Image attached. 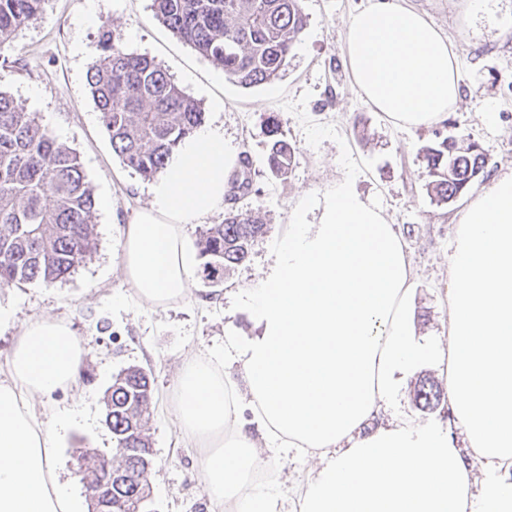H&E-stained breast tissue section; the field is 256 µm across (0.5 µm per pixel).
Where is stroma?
I'll use <instances>...</instances> for the list:
<instances>
[{
    "label": "stroma",
    "mask_w": 512,
    "mask_h": 512,
    "mask_svg": "<svg viewBox=\"0 0 512 512\" xmlns=\"http://www.w3.org/2000/svg\"><path fill=\"white\" fill-rule=\"evenodd\" d=\"M371 2L303 0L307 25L287 70L271 84L252 88L223 78L219 67L157 21L153 0H45L38 16L18 29L11 48L0 52V90L75 149L97 199L96 247L71 276L51 286L0 287V304L12 311L10 324L0 327V369L21 326L40 318L68 322L88 351L77 390L32 402L41 418L70 421L55 437L56 474L79 501L87 499L79 475L82 451L114 453L104 424V392L121 370L140 366L150 371L155 396L148 424L150 512H216L197 478V452L184 444L173 422L175 377L186 355L220 357L225 336L254 335L240 289L262 277L276 238L301 204L335 184L351 181L363 199L389 214L416 275L417 336L446 341L451 242L466 199L444 203L429 195L424 150L445 136L478 143L489 163L471 185L473 195L512 167V0H483L478 9L470 0H401L448 36L460 60L459 102L446 121L419 129L395 127L376 112L355 92L343 65L348 19ZM106 21L121 30L127 51L153 58L200 103L205 123L223 124L225 140L250 156L249 190L237 205L259 211L268 232L245 263L225 273L214 303L199 301L206 287L198 270L192 275L196 301L167 309L140 302L121 274L125 227L134 209L148 203L149 182L114 154L87 85ZM216 96L224 100L223 112L211 109ZM271 112L281 115L285 134L298 149L297 164L284 180L270 178L265 167V117ZM424 382L447 388L435 369L420 365L375 425L396 418L439 421L460 436L447 399L428 408L415 402L414 392ZM260 455L272 474L263 490L280 495L287 512H295L313 462L294 454L284 458L266 447Z\"/></svg>",
    "instance_id": "stroma-1"
}]
</instances>
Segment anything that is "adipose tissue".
Returning a JSON list of instances; mask_svg holds the SVG:
<instances>
[{
  "mask_svg": "<svg viewBox=\"0 0 512 512\" xmlns=\"http://www.w3.org/2000/svg\"><path fill=\"white\" fill-rule=\"evenodd\" d=\"M343 63L361 97L402 128L444 120L461 97L447 36L398 0L350 16ZM240 167L223 125L208 124L150 184L121 267L141 302L192 300L187 229L223 211ZM448 279L443 350L415 336L413 269L386 211L348 182L308 199L242 293L255 335L226 337L220 361L188 355L175 380L174 423L202 458L210 500L223 512H284L255 483L262 436L320 460L298 512H512V168L460 213ZM86 355L64 321L22 327L0 379V512H79L55 477L51 424L29 400L75 386ZM423 363L444 372L464 447L491 469L480 486L441 425L368 427Z\"/></svg>",
  "mask_w": 512,
  "mask_h": 512,
  "instance_id": "adipose-tissue-1",
  "label": "adipose tissue"
}]
</instances>
